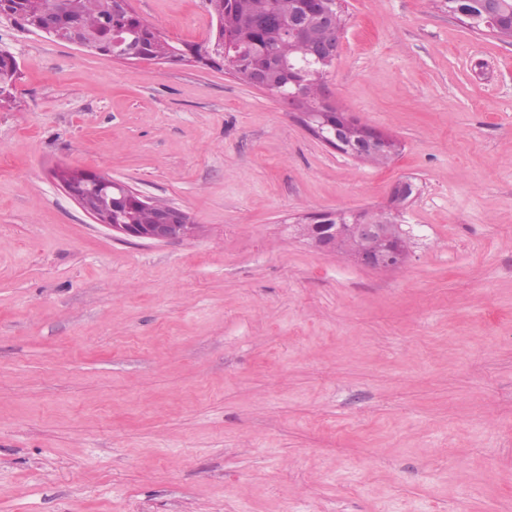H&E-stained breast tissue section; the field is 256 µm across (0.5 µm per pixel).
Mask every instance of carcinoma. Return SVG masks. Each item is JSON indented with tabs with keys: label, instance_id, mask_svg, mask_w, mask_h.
Masks as SVG:
<instances>
[{
	"label": "carcinoma",
	"instance_id": "cac0c4a2",
	"mask_svg": "<svg viewBox=\"0 0 512 512\" xmlns=\"http://www.w3.org/2000/svg\"><path fill=\"white\" fill-rule=\"evenodd\" d=\"M210 13L216 19L208 43L228 39L237 50L246 70L271 72L277 92L288 89V69L303 70L307 96L302 102L306 112L334 113L336 109L321 100L324 89V73H315L310 64L311 54L306 44L282 33L283 24L301 11L307 0H207ZM476 16L474 29L495 32L486 27L483 18L493 16L503 27L512 25V0H453ZM0 10L7 13L22 28L34 29L37 25L52 20L57 30L66 29L76 23L93 41L102 44L115 32L128 31L139 35L145 53L153 59H168L174 55L176 46L170 44L155 26L144 23L136 13L110 11L109 0H76L75 12L62 15L61 0H0ZM18 65L15 58L0 52V103L12 95ZM112 207L118 211L131 212L135 224L154 223V209L124 202L112 196Z\"/></svg>",
	"mask_w": 512,
	"mask_h": 512
}]
</instances>
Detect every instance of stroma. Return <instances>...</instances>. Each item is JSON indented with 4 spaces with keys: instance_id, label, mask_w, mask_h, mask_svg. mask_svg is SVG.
<instances>
[{
    "instance_id": "obj_1",
    "label": "stroma",
    "mask_w": 512,
    "mask_h": 512,
    "mask_svg": "<svg viewBox=\"0 0 512 512\" xmlns=\"http://www.w3.org/2000/svg\"><path fill=\"white\" fill-rule=\"evenodd\" d=\"M340 3L326 99L397 141L381 166L227 70L0 18V512H512V41L446 0ZM132 6L179 47L213 24ZM60 165L204 232L113 237ZM404 180L402 267L296 237ZM18 65L15 58L7 53L0 52V103L8 101L12 95Z\"/></svg>"
}]
</instances>
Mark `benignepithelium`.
Here are the masks:
<instances>
[{
    "label": "benign epithelium",
    "mask_w": 512,
    "mask_h": 512,
    "mask_svg": "<svg viewBox=\"0 0 512 512\" xmlns=\"http://www.w3.org/2000/svg\"><path fill=\"white\" fill-rule=\"evenodd\" d=\"M333 4H328L320 20L307 25V32L315 45V61L327 65L332 62L340 47V33L336 32V15L329 11ZM133 39L113 36L110 45L114 54L137 58V49L132 47ZM225 69L238 75L249 85L265 89L267 81L263 77L235 66V58L227 57ZM321 114L306 115V124L310 130L325 144L355 159H366L376 154L394 155L398 148L397 141L375 129L368 128L363 139L351 142L345 137L348 128L356 124V119L347 112L338 113L336 125L324 129L319 122ZM56 181L75 199L92 219L111 231L125 238H135L153 243L182 241L198 237L203 227L189 223L187 215L179 208L165 206L157 224H128L120 216L112 214V203L104 202V196L95 193L79 192L80 183L96 182L106 188L123 191L130 187L95 171L63 166L56 171ZM295 233L314 248L339 255L369 266L375 270L388 271L402 266L408 256L409 243L407 235L399 225L374 224L370 219V210L356 212L330 213L317 224H297Z\"/></svg>",
    "instance_id": "7a95c632"
}]
</instances>
